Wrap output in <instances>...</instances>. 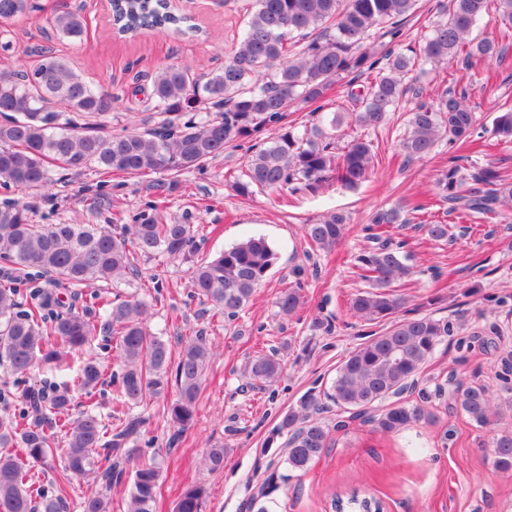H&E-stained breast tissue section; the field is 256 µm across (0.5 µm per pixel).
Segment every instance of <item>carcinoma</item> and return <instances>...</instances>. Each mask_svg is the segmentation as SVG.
Here are the masks:
<instances>
[{
    "instance_id": "1",
    "label": "carcinoma",
    "mask_w": 512,
    "mask_h": 512,
    "mask_svg": "<svg viewBox=\"0 0 512 512\" xmlns=\"http://www.w3.org/2000/svg\"><path fill=\"white\" fill-rule=\"evenodd\" d=\"M417 0H251L246 8L244 33L224 60V67L201 72L190 65H167L152 78L146 102L152 111L146 130H125L106 135L88 123L112 111V96L90 84L68 62L50 49L39 52L40 63L30 73L0 71V187L8 190L49 189L67 182L72 172L93 170L109 177L159 174L154 188L167 194L184 170L198 168L235 141L249 142L268 131L260 147L249 146L233 190L242 196L276 191L302 184L317 191L328 182L352 188L368 178L373 162L370 141L355 137L343 149L319 134L302 140L288 129V110L300 99L324 111L326 90L338 80L354 84L366 77L363 90L347 92L352 111H336L333 129L344 121L361 127L377 126L387 113L402 104L407 92L420 90L406 79L421 63L450 71L451 86L438 102L415 101L409 112L402 147L410 158L429 154L442 139L453 145L472 138L482 128L466 104L471 70L484 61H507L512 46V0H448L441 18L406 43L405 24ZM113 19L124 32L177 29L186 23L171 14L163 0H112ZM34 10L33 0H0V48H11L8 25ZM494 14L498 37L473 35L489 14ZM51 27L59 39L82 41L87 22L79 13L61 10ZM493 133L512 142V107L496 112ZM476 187L465 193L457 159L437 181L440 197L449 210L463 218L478 217L495 223L512 208V185L501 182L496 163L474 169ZM26 205L0 203V262L17 269L37 268L74 288L69 298H56L65 313L48 321L44 303L25 310L20 289L0 285V358L16 375L28 374L41 364L52 371L69 368L75 355L90 345L99 329L116 340L122 363L113 378L117 387L108 416L86 409L74 412L73 393H92L104 370L94 356L80 361L76 375L51 394L27 390L25 407L12 413L8 403L0 412V447L16 454H0V512H65L66 488L73 481L93 477L104 488L132 478L129 512H154L160 467L142 462L132 470L126 463L138 449L146 419L132 414L146 397L166 396L175 381L178 397L167 406L169 422L183 429L195 418L196 403L212 353L203 336L172 343L147 328V304L130 298L110 303L100 324H95L74 303L82 288L96 282L112 285L136 277L138 258L162 253L183 257L193 242L189 224H167L141 214L122 233L104 224H34ZM396 212H377L363 227L365 245L356 256L360 276L372 290L357 295L353 316L364 320L396 311L401 297L393 285L411 274L410 254L402 241H393L382 228L397 223ZM349 219L330 212L308 224V241L332 250L346 236ZM275 259L268 241L249 236L191 272L195 294L228 317H234L252 298ZM279 314L288 318L302 305L300 287L283 291L276 301ZM449 323L431 316L403 319L389 330L355 348L337 371L324 396L305 394L297 407L282 414L275 432L288 436V469L305 471L330 447V430L323 414L338 409L345 427L358 421L382 433H396L413 424L430 422L439 405L422 390L415 400L417 377ZM280 352L257 356L247 367L249 379L272 382L282 372ZM453 405L480 428L492 432V466L512 473V427L493 420L492 394L484 385L460 384L452 392ZM66 441L58 473V493L47 496L33 482L20 459L45 463L52 454V431ZM284 476L271 472L251 507L269 512L265 498ZM204 490L191 485L181 494L175 512H201ZM340 509L370 512L372 501L355 495L336 498ZM82 512H111L109 498L91 491L81 502Z\"/></svg>"
}]
</instances>
